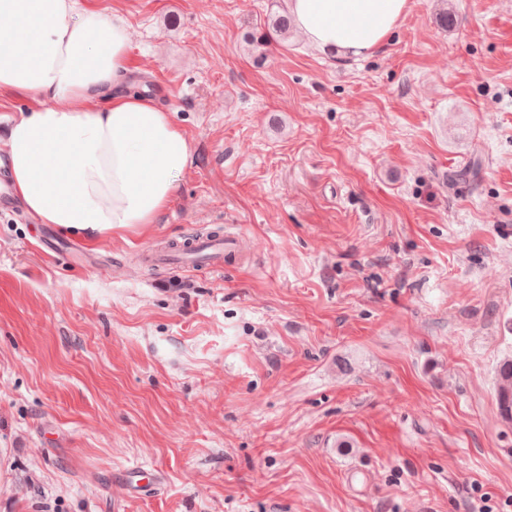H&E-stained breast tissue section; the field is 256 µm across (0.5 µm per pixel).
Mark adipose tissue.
Returning a JSON list of instances; mask_svg holds the SVG:
<instances>
[{
	"label": "adipose tissue",
	"mask_w": 512,
	"mask_h": 512,
	"mask_svg": "<svg viewBox=\"0 0 512 512\" xmlns=\"http://www.w3.org/2000/svg\"><path fill=\"white\" fill-rule=\"evenodd\" d=\"M298 34L322 53L382 47L408 0H286ZM18 20L0 35V92L33 105L0 148L14 193L43 224L104 232L154 223L175 198L190 144L169 113L130 84L131 29L75 0H0Z\"/></svg>",
	"instance_id": "obj_1"
}]
</instances>
